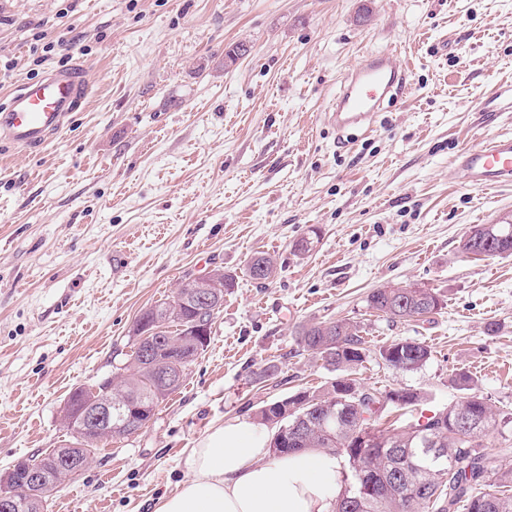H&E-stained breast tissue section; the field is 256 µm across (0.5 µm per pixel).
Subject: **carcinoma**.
Instances as JSON below:
<instances>
[{
	"label": "carcinoma",
	"mask_w": 512,
	"mask_h": 512,
	"mask_svg": "<svg viewBox=\"0 0 512 512\" xmlns=\"http://www.w3.org/2000/svg\"><path fill=\"white\" fill-rule=\"evenodd\" d=\"M368 305L388 319L406 322L436 313L441 301L431 288L390 285L373 289ZM216 313L212 309L201 314L179 303L146 308L136 322L144 320L151 324L154 336L160 337L162 357L167 359L171 377L161 378L152 366L141 361L142 344L137 340L121 373L106 385L100 382L94 390L79 388L74 395L88 405L110 397L118 403L158 406L182 386L188 367L207 347V343L188 335L190 324L200 318L211 325ZM297 334L302 348L334 371L348 372L364 362L360 354L364 350V337L360 327L349 321L337 320L332 326L311 323L301 326ZM379 353L387 363L405 360L407 371L421 368L431 357L428 345L410 339L394 340L382 346ZM338 385L336 380L317 393H309L310 398L332 408L333 415L325 425H314L304 431L298 442L283 451L288 455L307 448L322 449L345 458L348 466V472L343 474L345 487L336 499L333 512H400V499L411 485L417 487L411 512H512V469L489 470L482 441V433L505 423L509 425L512 418L495 413L476 393L469 375L463 373L455 379L464 396L433 415L441 447L448 449V462L443 465L421 457L419 425L409 423L392 433L381 430L374 421L364 417L369 409L344 407L339 401ZM258 416L267 424L281 427L295 420L292 415L279 418V413L271 407L260 408ZM465 416L479 420L481 431L474 434L458 427L457 419ZM356 431L373 436L375 445L370 453L347 442ZM359 471L370 473L380 484V490L362 502L356 501Z\"/></svg>",
	"instance_id": "carcinoma-1"
}]
</instances>
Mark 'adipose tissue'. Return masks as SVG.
I'll list each match as a JSON object with an SVG mask.
<instances>
[{
    "label": "adipose tissue",
    "instance_id": "obj_1",
    "mask_svg": "<svg viewBox=\"0 0 512 512\" xmlns=\"http://www.w3.org/2000/svg\"><path fill=\"white\" fill-rule=\"evenodd\" d=\"M265 425L230 421L189 449L186 478L156 512H332L343 490L339 458L309 450L271 457Z\"/></svg>",
    "mask_w": 512,
    "mask_h": 512
}]
</instances>
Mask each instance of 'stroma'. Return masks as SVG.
<instances>
[{
    "label": "stroma",
    "instance_id": "stroma-1",
    "mask_svg": "<svg viewBox=\"0 0 512 512\" xmlns=\"http://www.w3.org/2000/svg\"><path fill=\"white\" fill-rule=\"evenodd\" d=\"M65 51L35 64L36 35ZM247 51L233 64L224 55ZM401 49L412 89L345 149L324 110L369 50ZM83 69L87 106L42 150L0 152V474L68 444L70 392L111 376L140 313L186 278L235 274L210 342L136 434L101 444L49 512H154L215 424L336 376L299 346L316 321L360 325L354 377L422 397V422L473 376L512 409V256L473 261L471 226L512 210L458 153L512 133V0H0V101L60 66ZM316 230L306 254L293 243ZM277 263L263 284L253 255ZM416 284L441 308L392 322L372 289ZM427 344L401 371L379 349ZM379 353L388 365H390V362L404 359L408 365L401 369L402 371L417 370L426 364L431 357V349L428 345L410 339L394 340L382 346Z\"/></svg>",
    "mask_w": 512,
    "mask_h": 512
}]
</instances>
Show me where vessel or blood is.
I'll list each match as a JSON object with an SVG mask.
<instances>
[{
    "label": "vessel or blood",
    "instance_id": "obj_1",
    "mask_svg": "<svg viewBox=\"0 0 512 512\" xmlns=\"http://www.w3.org/2000/svg\"><path fill=\"white\" fill-rule=\"evenodd\" d=\"M410 84L407 67L393 54H364L340 80L326 110L339 147H348L354 130H368L391 103L402 99ZM88 86L78 69L56 68L15 88L0 103V147L31 150L47 145L68 125L87 100ZM456 168L474 187L512 186V134L460 152Z\"/></svg>",
    "mask_w": 512,
    "mask_h": 512
}]
</instances>
